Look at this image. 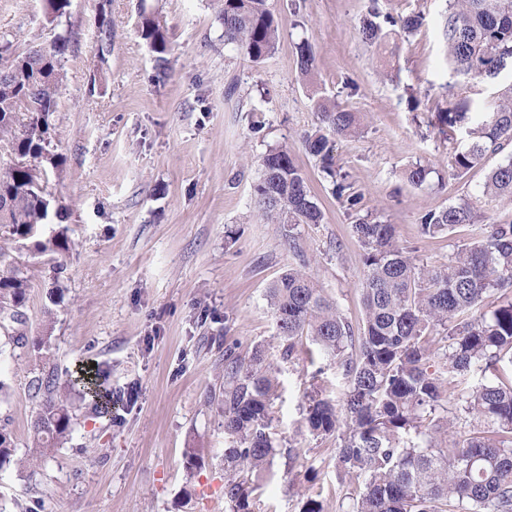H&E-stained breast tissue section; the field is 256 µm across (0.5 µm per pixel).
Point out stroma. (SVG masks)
I'll use <instances>...</instances> for the list:
<instances>
[{"instance_id": "35a3bbf8", "label": "stroma", "mask_w": 512, "mask_h": 512, "mask_svg": "<svg viewBox=\"0 0 512 512\" xmlns=\"http://www.w3.org/2000/svg\"><path fill=\"white\" fill-rule=\"evenodd\" d=\"M279 22L275 53L256 64L224 43L213 0H111L112 46L100 52L101 0H71L73 44L61 62L62 85L52 117L53 150L64 159L52 179L65 255L18 249L30 288L26 336L49 335L50 363L7 344L0 329V403L18 455H26L39 401L32 382L44 367L59 380L79 366L107 374L112 415L78 402L69 440L35 471H0V512H229L224 503V349L242 355L265 347L276 369L272 430L283 447L256 480V512H300L307 498L324 512H348L362 488L338 465L341 440L302 426L314 391L340 400L341 371L312 365L309 339L294 359L279 358L267 290L288 269L303 267L360 328L364 250L353 217L301 142L314 127L317 100L358 113L360 131L332 139L335 168L362 193V212L395 225L421 264L447 263L465 227L425 237L422 214L478 196L493 156L454 175L448 142L428 125L445 107L451 76L440 39L448 0H268ZM401 18L422 14L420 29L389 28L364 43L360 20L371 6ZM145 7L167 31L165 69L138 36ZM14 49L49 44L54 32L43 0H0V36ZM309 41L316 70L302 77L295 45ZM418 109H411L409 95ZM287 148L306 174L324 213L298 225L296 257L283 225L264 223L254 186L260 160ZM430 168L426 185L406 181L407 168ZM64 261L54 279L51 267ZM200 460L186 470V449Z\"/></svg>"}]
</instances>
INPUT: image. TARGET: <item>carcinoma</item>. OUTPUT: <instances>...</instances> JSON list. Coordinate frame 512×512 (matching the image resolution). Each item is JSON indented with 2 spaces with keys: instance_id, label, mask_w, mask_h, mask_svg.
I'll use <instances>...</instances> for the list:
<instances>
[{
  "instance_id": "cac0c4a2",
  "label": "carcinoma",
  "mask_w": 512,
  "mask_h": 512,
  "mask_svg": "<svg viewBox=\"0 0 512 512\" xmlns=\"http://www.w3.org/2000/svg\"><path fill=\"white\" fill-rule=\"evenodd\" d=\"M71 0H44L47 22L59 29L51 43L11 53L8 71L0 70V239L13 243L34 240L35 250L65 253V230L36 239L50 223L52 197L42 161L62 170V160L50 152L52 116L57 110L60 65L70 47L68 8ZM224 44L254 63L272 54L280 38L268 0H217ZM358 29L363 42L384 38V25L395 20L373 0ZM100 44H112V20L99 17ZM137 32L165 68L169 45L163 26L140 9ZM446 63L454 77L448 85V105L430 124L452 141V168L457 174L481 164L512 143V86L498 91L494 101L476 104L480 86L512 69V0H449L441 22ZM298 69L307 76L315 69L312 46H295ZM317 123L301 136L305 150L320 159L333 178V192L351 211H358L362 194L336 179L329 137L358 133L359 117L324 102L316 106ZM430 169L415 165L404 177L413 185L427 182ZM261 216L288 225V240L298 224H321L324 214L311 194L308 178L288 151L271 149L262 158L255 185ZM512 201V160L492 169L481 197L426 212L419 229L424 236L470 228L448 264L425 267L400 244L395 227L356 216L353 230L364 248L363 327L355 333L336 304L306 274L290 270L268 288L280 358L291 361L296 341L307 337L318 354L342 370L346 389L336 402L309 396L302 423L314 436L338 434L339 461L363 478V490L352 512H512V221L483 223L481 199ZM26 267L0 246V319L19 321L27 300ZM51 359L50 337L11 336ZM232 345L224 354V466L260 474L280 444L271 431L273 379L264 352L245 357ZM480 372L484 381L465 385L463 377ZM41 401L32 428V454L15 457L11 436L0 429V470L34 468L47 450L66 442L73 430V399L91 397L99 413H107L112 392L100 370L82 366L62 386L49 370L33 380ZM453 395L465 413L483 423L463 437L434 444L433 434L449 431L452 423L435 413ZM248 479H224V501L230 512H254Z\"/></svg>"
}]
</instances>
